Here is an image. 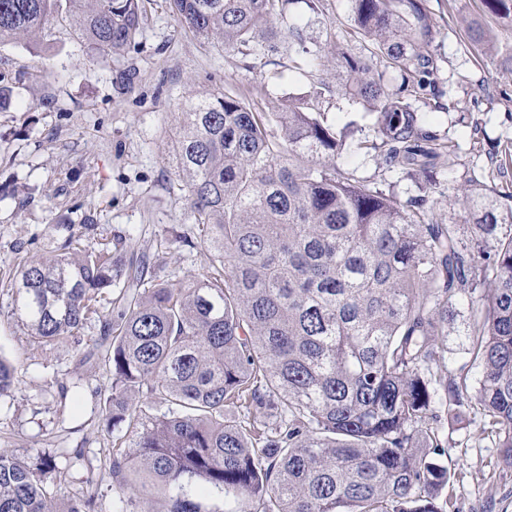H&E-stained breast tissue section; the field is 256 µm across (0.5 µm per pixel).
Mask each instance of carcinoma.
<instances>
[{"label":"carcinoma","mask_w":512,"mask_h":512,"mask_svg":"<svg viewBox=\"0 0 512 512\" xmlns=\"http://www.w3.org/2000/svg\"><path fill=\"white\" fill-rule=\"evenodd\" d=\"M318 0H169L182 27L227 51L282 43L311 51L289 5ZM369 55L336 48V83L318 77L279 112L211 93L188 102L175 167L209 269L174 288L146 278L126 240L89 248L71 228L61 253L25 262L15 311L40 345L94 319L112 376L103 417L126 425L112 457L115 512L141 500L135 475L163 485V512H203L197 480L226 512H452V472L439 424L471 406L479 435L512 468V206L483 185L454 194L472 220L449 219L429 196L433 162L455 146L410 102L433 85L434 23L419 0H348ZM512 22V0H482ZM77 16L90 48L122 53L143 36L144 0H0V42ZM416 74L389 89L372 60ZM375 115L357 149L422 194L360 180L341 167L347 131L318 111L325 94ZM467 325L473 372L448 362V324ZM55 469L0 449V512H56ZM95 494L64 512H95ZM185 490L197 501L202 503L203 510L225 512L223 493L204 488L200 483H196L194 480L186 483Z\"/></svg>","instance_id":"obj_1"}]
</instances>
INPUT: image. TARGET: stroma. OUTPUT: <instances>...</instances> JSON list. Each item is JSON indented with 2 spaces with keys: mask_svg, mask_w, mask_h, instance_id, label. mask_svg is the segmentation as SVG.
<instances>
[{
  "mask_svg": "<svg viewBox=\"0 0 512 512\" xmlns=\"http://www.w3.org/2000/svg\"><path fill=\"white\" fill-rule=\"evenodd\" d=\"M437 30L431 47L434 92L416 99L427 125L456 146L455 161H436L432 196L474 178L494 192H512V24L484 12L480 0H424ZM140 46L119 55L88 49L76 17L62 13L43 29L0 44V85L12 103L0 111V358L14 368V386L0 396V448H48L56 468L46 476L54 502L66 506L87 491L97 512H113L112 431L99 408L109 378L101 362L99 322L49 346L34 343L13 308L10 283L24 261L51 256L72 224L86 244L133 236L153 279L175 285L201 272L209 253L188 221L189 202L174 173L170 130L190 96L221 92L260 112H276L309 84L298 55L280 45L253 55L201 43L178 22L169 0H147ZM311 49L363 51L368 40L349 19L348 0H320L291 9ZM489 29L478 44L469 23ZM327 121L351 131L339 163L361 179L385 178L400 197L415 194L398 172H382L356 148L373 137L374 116L352 100L326 95ZM187 244L172 242L173 232ZM467 410L440 435L460 472L448 491L457 512H512V470L495 468L498 450L477 437Z\"/></svg>",
  "mask_w": 512,
  "mask_h": 512,
  "instance_id": "1",
  "label": "stroma"
}]
</instances>
